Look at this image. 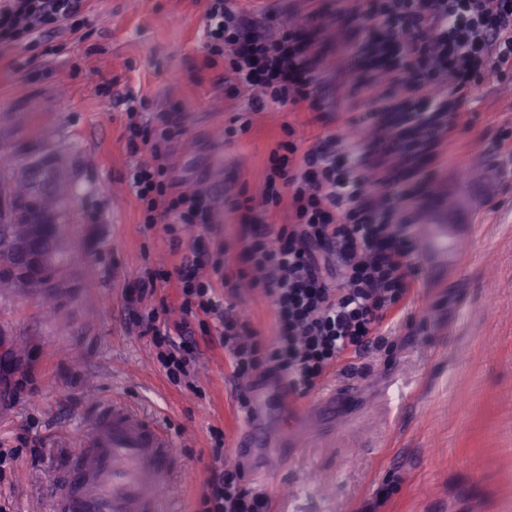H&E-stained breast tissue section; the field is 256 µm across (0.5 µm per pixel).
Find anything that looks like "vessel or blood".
I'll return each mask as SVG.
<instances>
[{
	"label": "vessel or blood",
	"instance_id": "vessel-or-blood-1",
	"mask_svg": "<svg viewBox=\"0 0 512 512\" xmlns=\"http://www.w3.org/2000/svg\"><path fill=\"white\" fill-rule=\"evenodd\" d=\"M494 190L492 174L456 183L445 205L434 208L417 230L420 267L427 281L446 279L450 265L461 262V247L474 235L472 219L483 196ZM287 400L285 380L270 386L253 384L239 435L232 449L238 464L249 465L259 485L287 463L289 448L251 461L254 449L266 445V424L274 409L270 397ZM172 438L157 423L121 404L96 416L81 452L65 463L68 475L46 488L51 512H159L160 489L175 460Z\"/></svg>",
	"mask_w": 512,
	"mask_h": 512
}]
</instances>
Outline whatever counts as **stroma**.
I'll return each instance as SVG.
<instances>
[{"instance_id": "stroma-1", "label": "stroma", "mask_w": 512, "mask_h": 512, "mask_svg": "<svg viewBox=\"0 0 512 512\" xmlns=\"http://www.w3.org/2000/svg\"><path fill=\"white\" fill-rule=\"evenodd\" d=\"M83 13L84 28L55 37L54 54L0 51V158L19 169L27 148L55 157L74 191L66 238L86 256L63 287L0 291V448L15 452L0 468V512H50L46 485L82 450L87 420L115 402L175 435L164 512H196L211 437L234 443L246 383L200 319L171 331L198 351L188 386L172 384L150 338L131 329L126 289L182 251L141 222L126 177L149 154L129 153L122 100L182 112L172 180L218 199L230 184L261 196L285 127L311 139L324 128L304 109L254 112L246 94L229 95L223 62L205 49V0H83ZM466 108L477 124L449 145L422 202L430 210L450 183L493 172L465 265L447 285L421 283L403 318L327 377L349 397L329 423L297 427L298 446L266 489L269 512H512V161L495 148L497 130L512 127V86L484 83ZM235 117L247 129L225 141Z\"/></svg>"}]
</instances>
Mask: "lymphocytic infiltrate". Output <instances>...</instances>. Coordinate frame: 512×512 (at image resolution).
I'll return each instance as SVG.
<instances>
[{"label":"lymphocytic infiltrate","mask_w":512,"mask_h":512,"mask_svg":"<svg viewBox=\"0 0 512 512\" xmlns=\"http://www.w3.org/2000/svg\"><path fill=\"white\" fill-rule=\"evenodd\" d=\"M305 3L301 17L273 31L251 30L237 0L205 4L207 49L224 60L225 86L255 109L300 105L330 125L322 85L332 67L352 113L345 132L307 146L292 129L284 152L270 155L268 183L288 188L287 223L267 221L269 200L226 186L220 205L253 215L238 246L189 250L173 273L147 272L128 290L126 306L170 380L189 376L195 361L167 332L175 313L213 319L235 375L286 377L297 398L366 350L421 281L414 226L449 144L475 127L465 100L479 83L512 81V0H345L333 15L323 0ZM81 9V0H0V49L52 54L51 34L78 32ZM127 116L129 151L150 152L129 171L141 221L180 244L193 227L215 223L220 205L171 179L170 148L184 134L177 115L158 113L151 126L136 108ZM169 279L176 303H153L158 281ZM245 287L272 306L269 343L232 305ZM212 461L200 512H266L264 496L225 454L223 435L214 437Z\"/></svg>","instance_id":"1"}]
</instances>
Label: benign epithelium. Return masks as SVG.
I'll list each match as a JSON object with an SVG mask.
<instances>
[{
	"mask_svg": "<svg viewBox=\"0 0 512 512\" xmlns=\"http://www.w3.org/2000/svg\"><path fill=\"white\" fill-rule=\"evenodd\" d=\"M26 175L36 177L40 185L55 186L58 182L56 169L47 160L32 163ZM58 224L60 220L54 216H43L29 225L27 234L22 237L0 228V278L20 282L32 293L58 287V281L46 278V270L55 263V258L43 245L44 234Z\"/></svg>",
	"mask_w": 512,
	"mask_h": 512,
	"instance_id": "obj_1",
	"label": "benign epithelium"
}]
</instances>
